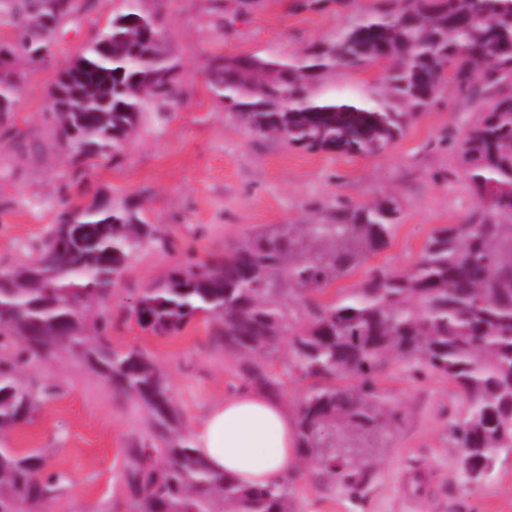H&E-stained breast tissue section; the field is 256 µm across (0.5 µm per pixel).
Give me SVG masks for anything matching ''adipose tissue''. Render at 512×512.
I'll return each instance as SVG.
<instances>
[{
	"label": "adipose tissue",
	"mask_w": 512,
	"mask_h": 512,
	"mask_svg": "<svg viewBox=\"0 0 512 512\" xmlns=\"http://www.w3.org/2000/svg\"><path fill=\"white\" fill-rule=\"evenodd\" d=\"M211 467L246 486H262L296 461L294 423L279 398L251 388L209 408L192 434Z\"/></svg>",
	"instance_id": "ef3b65f1"
}]
</instances>
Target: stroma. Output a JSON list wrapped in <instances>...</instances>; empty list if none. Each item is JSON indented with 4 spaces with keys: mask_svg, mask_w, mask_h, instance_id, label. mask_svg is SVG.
I'll use <instances>...</instances> for the list:
<instances>
[{
    "mask_svg": "<svg viewBox=\"0 0 512 512\" xmlns=\"http://www.w3.org/2000/svg\"><path fill=\"white\" fill-rule=\"evenodd\" d=\"M145 6L161 17L168 49L180 64V98L164 119L141 127L116 158L88 168L75 164L57 144L47 95L64 66L105 25L110 8L97 5L80 24L66 27L51 54L29 68L12 123L0 126V267L26 260L27 246L53 222L62 197L88 203L105 193L141 207L177 248L145 249L112 298L93 310L111 313L114 346L142 350L166 370L191 429L223 400L234 364L210 348L206 322L175 337L143 331L127 310L128 291L174 267L182 250L219 253L257 226L323 222L342 206L386 197L399 203L402 218L392 242L367 264L412 266L436 227L461 223L473 206L465 182L448 175L452 157L444 141L462 133L469 112L461 96L445 88L394 146L375 156L307 153L257 137L213 96L205 58L218 48L285 58L330 37L343 16L299 10L297 0H260L226 32L205 0H145ZM18 131L34 140V148L16 146ZM21 380L55 390L10 436L13 447L67 473L69 482L48 512H116L124 450L149 433L143 411L115 397L105 377L68 355L25 367ZM380 386L403 419L375 449L365 482L350 490L305 478L300 512H512V455L478 486L464 483L448 436V422L464 403L450 379L417 378L397 363Z\"/></svg>",
    "mask_w": 512,
    "mask_h": 512,
    "instance_id": "35a3bbf8",
    "label": "stroma"
}]
</instances>
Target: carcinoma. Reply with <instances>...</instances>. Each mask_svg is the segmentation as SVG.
Wrapping results in <instances>:
<instances>
[{"label":"carcinoma","instance_id":"carcinoma-1","mask_svg":"<svg viewBox=\"0 0 512 512\" xmlns=\"http://www.w3.org/2000/svg\"><path fill=\"white\" fill-rule=\"evenodd\" d=\"M96 0H0V123L16 111L27 71L51 53L66 25ZM230 31L257 0H207ZM302 0L307 11L347 12L326 40L277 59L209 55V87L250 132L291 148L346 156L380 154L399 140L446 86L465 95L469 120L448 137L454 174L474 205L464 223L437 228L407 269L377 266L353 288H337L390 244L400 219L393 198L345 206L329 223L260 227L222 255L186 253L182 263L130 297L137 324L177 336L198 316L237 363L243 386L281 393L284 376L306 382L295 408L296 448L311 473L355 488L368 462L358 449L394 427L397 407L380 381L400 361L451 379L466 403L449 423L473 486L512 451V0ZM96 99L52 112L62 151L98 164L176 101L179 63L158 15L144 0H113L107 24L84 45ZM380 63L381 79L336 88V73ZM174 247L126 200L61 202L29 258L0 268V512H41L66 481L40 458L11 447V432L49 396L22 383L23 367L62 353L97 368L113 395L148 414L149 436L124 449L125 512H299L301 471L248 489L218 473L192 447L167 373L148 355L112 345V316L88 324L93 304L112 296L131 260Z\"/></svg>","mask_w":512,"mask_h":512}]
</instances>
